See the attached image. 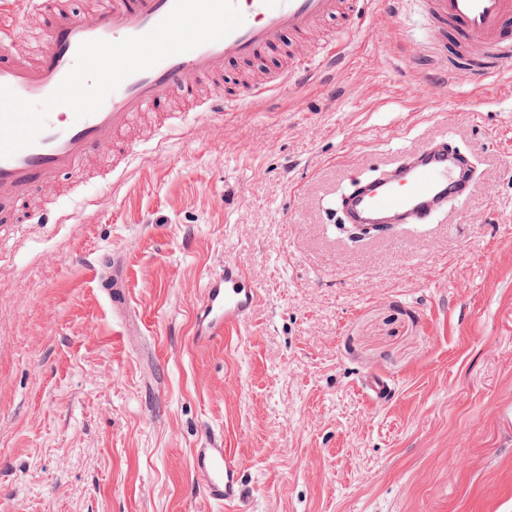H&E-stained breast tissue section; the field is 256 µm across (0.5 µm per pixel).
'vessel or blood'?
<instances>
[{"instance_id":"1","label":"vessel or blood","mask_w":512,"mask_h":512,"mask_svg":"<svg viewBox=\"0 0 512 512\" xmlns=\"http://www.w3.org/2000/svg\"><path fill=\"white\" fill-rule=\"evenodd\" d=\"M243 24L223 39L168 57L150 69L127 77L95 113L76 118L64 105L55 107L35 144L0 158V222L60 224L59 206L32 201L56 187L66 174L80 171L102 144L115 140L142 114H163V128L185 125L182 114L168 111L173 93L194 101L204 116L217 118L237 111L292 80L308 75L305 61L263 84H241L221 99L200 98L201 78L232 74L246 63H260L278 54L285 35L302 37L320 24L342 17L358 19L366 0H234ZM434 32L430 53L445 61L449 72L469 70L475 81L497 75L512 62V0H418ZM174 0H99L95 25L73 14L65 0H18L0 8V85L20 97L40 101L50 95L72 68L80 43L117 42L147 33L172 9ZM44 18L43 43L28 51L19 45L17 13ZM472 187L467 161L436 141L402 155L370 178H355L340 198V221L353 229L392 233L410 224H426L466 198ZM97 285L104 298L119 304L127 281L116 256L99 260ZM261 299V290L233 263L207 277L196 308L193 340L208 345L245 324ZM190 469L210 502L239 504L241 469L230 449H194Z\"/></svg>"}]
</instances>
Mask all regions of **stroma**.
Here are the masks:
<instances>
[{
  "mask_svg": "<svg viewBox=\"0 0 512 512\" xmlns=\"http://www.w3.org/2000/svg\"><path fill=\"white\" fill-rule=\"evenodd\" d=\"M432 37L370 14L334 69L138 149L65 223L0 234V512H226L191 479L218 445L243 469L235 512H512V63L437 81L410 60ZM446 137L469 197L338 229L353 177ZM113 252L134 336L94 279ZM228 261L261 301L196 346Z\"/></svg>",
  "mask_w": 512,
  "mask_h": 512,
  "instance_id": "stroma-1",
  "label": "stroma"
}]
</instances>
